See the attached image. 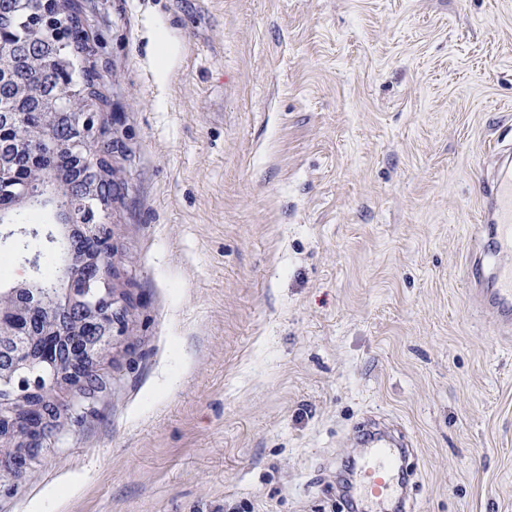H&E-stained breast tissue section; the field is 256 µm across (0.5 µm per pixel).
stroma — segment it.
<instances>
[{
	"mask_svg": "<svg viewBox=\"0 0 512 512\" xmlns=\"http://www.w3.org/2000/svg\"><path fill=\"white\" fill-rule=\"evenodd\" d=\"M88 16L131 307L111 391L0 512H348L367 416L413 443V512H512V331L465 276L512 143V0Z\"/></svg>",
	"mask_w": 512,
	"mask_h": 512,
	"instance_id": "1",
	"label": "stroma"
}]
</instances>
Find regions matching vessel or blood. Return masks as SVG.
<instances>
[{"instance_id": "b4317fda", "label": "vessel or blood", "mask_w": 512, "mask_h": 512, "mask_svg": "<svg viewBox=\"0 0 512 512\" xmlns=\"http://www.w3.org/2000/svg\"><path fill=\"white\" fill-rule=\"evenodd\" d=\"M496 162L482 181L479 233L482 245L467 269L469 293L498 327L512 329V144L497 147ZM366 454L355 467L351 487L364 498L394 503L396 512H409L402 498L403 472L391 464L392 450L377 432L361 435Z\"/></svg>"}]
</instances>
